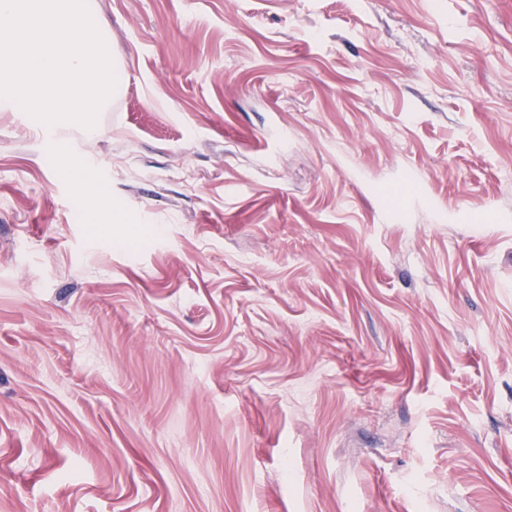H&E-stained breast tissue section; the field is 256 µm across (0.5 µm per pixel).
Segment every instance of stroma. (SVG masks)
<instances>
[{
  "instance_id": "obj_1",
  "label": "stroma",
  "mask_w": 512,
  "mask_h": 512,
  "mask_svg": "<svg viewBox=\"0 0 512 512\" xmlns=\"http://www.w3.org/2000/svg\"><path fill=\"white\" fill-rule=\"evenodd\" d=\"M91 240L0 113V512H512V0H97Z\"/></svg>"
}]
</instances>
